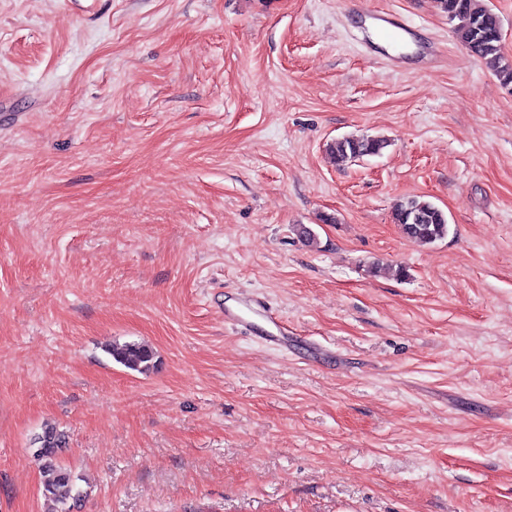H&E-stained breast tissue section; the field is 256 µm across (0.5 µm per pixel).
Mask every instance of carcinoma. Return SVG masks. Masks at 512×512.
<instances>
[{
    "label": "carcinoma",
    "instance_id": "carcinoma-1",
    "mask_svg": "<svg viewBox=\"0 0 512 512\" xmlns=\"http://www.w3.org/2000/svg\"><path fill=\"white\" fill-rule=\"evenodd\" d=\"M441 7L451 20L460 24L455 33L468 51L480 58L497 63V76L505 84H512V61L501 54V22L499 16L482 0H440ZM388 142L382 137L344 138L330 146L334 160L342 164L356 155L376 156L382 153ZM410 211L421 217L418 224H406L402 220ZM393 221L402 232L423 244H432L448 235L449 224L445 212L433 202L418 197H408L399 201L393 211ZM112 359L125 368L147 373L155 367L153 350L141 343L112 342L105 346ZM37 448L35 459L39 463L43 477L44 495L54 502L67 506L77 501L83 492L77 487L74 476L60 458L62 449L67 447L66 435L54 427L45 428L35 438Z\"/></svg>",
    "mask_w": 512,
    "mask_h": 512
}]
</instances>
